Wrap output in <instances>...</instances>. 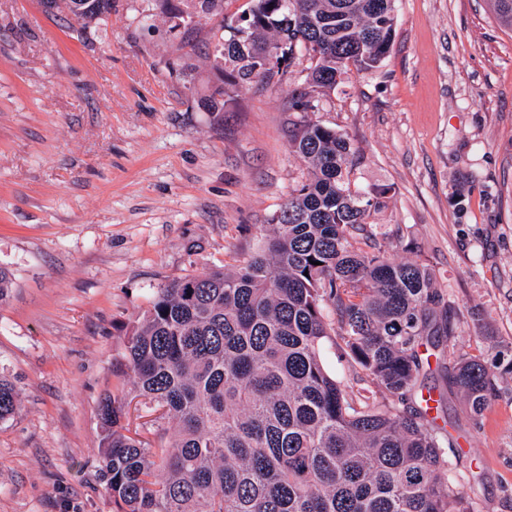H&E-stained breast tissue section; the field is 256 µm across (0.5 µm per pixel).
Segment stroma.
I'll use <instances>...</instances> for the list:
<instances>
[{
	"mask_svg": "<svg viewBox=\"0 0 512 512\" xmlns=\"http://www.w3.org/2000/svg\"><path fill=\"white\" fill-rule=\"evenodd\" d=\"M396 35L374 70L351 73L313 120L346 133L358 187L393 188L377 248L428 265L455 351L512 350V28L489 0H398ZM194 32L151 0H112L82 27L66 4L0 0V374L21 407L0 422V512H115L97 468L98 404L131 323L159 288L237 264L260 246L308 177L292 153L288 79L199 107L214 81ZM187 60L191 88L169 72ZM479 423L447 403L453 451L476 512H512V375ZM131 432L167 427L142 398Z\"/></svg>",
	"mask_w": 512,
	"mask_h": 512,
	"instance_id": "1",
	"label": "stroma"
}]
</instances>
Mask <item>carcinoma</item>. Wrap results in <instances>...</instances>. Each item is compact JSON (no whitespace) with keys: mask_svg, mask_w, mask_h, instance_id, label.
Masks as SVG:
<instances>
[{"mask_svg":"<svg viewBox=\"0 0 512 512\" xmlns=\"http://www.w3.org/2000/svg\"><path fill=\"white\" fill-rule=\"evenodd\" d=\"M85 23L112 0H76ZM216 0H154L171 19L208 15ZM397 0H251L247 37L217 24L213 95L283 81L296 51L313 66L288 101L290 148L309 178L288 194L262 247L230 268L159 289L132 325L115 367L121 387L99 403L98 469L116 512H475L448 471L426 395L428 349L448 392L476 421L512 374V358L447 359L455 328L434 272L361 247L389 186L354 189L349 137L309 119L319 97L379 68L396 32ZM512 28V0H492ZM275 60L262 72L257 67ZM336 319L327 321L325 310ZM359 366L384 397L350 395L325 368L324 341ZM163 410L172 432L157 448L129 434L126 390ZM20 409L0 376V421Z\"/></svg>","mask_w":512,"mask_h":512,"instance_id":"obj_1","label":"carcinoma"}]
</instances>
